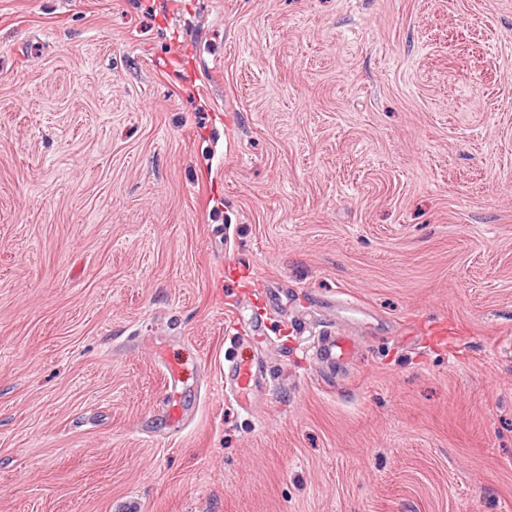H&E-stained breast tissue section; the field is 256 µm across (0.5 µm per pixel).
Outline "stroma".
<instances>
[{
    "label": "stroma",
    "instance_id": "stroma-1",
    "mask_svg": "<svg viewBox=\"0 0 512 512\" xmlns=\"http://www.w3.org/2000/svg\"><path fill=\"white\" fill-rule=\"evenodd\" d=\"M129 497L512 512V0H0V512ZM227 362L224 363V382L234 390L237 404L244 407L258 378L259 365L254 359L242 354L228 359Z\"/></svg>",
    "mask_w": 512,
    "mask_h": 512
}]
</instances>
